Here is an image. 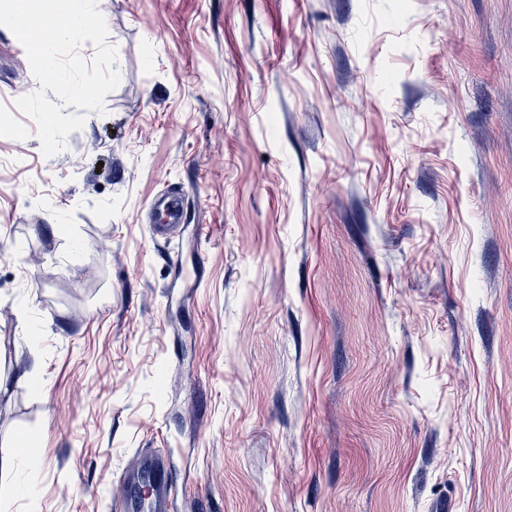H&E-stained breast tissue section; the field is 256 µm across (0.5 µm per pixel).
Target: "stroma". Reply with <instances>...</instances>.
Here are the masks:
<instances>
[{
  "label": "stroma",
  "instance_id": "stroma-1",
  "mask_svg": "<svg viewBox=\"0 0 512 512\" xmlns=\"http://www.w3.org/2000/svg\"><path fill=\"white\" fill-rule=\"evenodd\" d=\"M100 11L49 158L0 26V512H512V0ZM151 206L165 211L167 217V224L153 225V232L155 236L165 241H170L172 235L170 228L174 224H179L182 217L178 198L171 194H161L153 199ZM124 512H171L174 490L166 461L143 454L139 464L119 476ZM146 492V495H145Z\"/></svg>",
  "mask_w": 512,
  "mask_h": 512
}]
</instances>
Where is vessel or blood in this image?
<instances>
[{"label":"vessel or blood","instance_id":"obj_1","mask_svg":"<svg viewBox=\"0 0 512 512\" xmlns=\"http://www.w3.org/2000/svg\"><path fill=\"white\" fill-rule=\"evenodd\" d=\"M155 208L165 211V223L154 225L156 237L170 240L171 225L180 223L182 213L177 197L163 194L153 200ZM123 512H172L174 490L166 461L155 455H142L138 465L119 476Z\"/></svg>","mask_w":512,"mask_h":512}]
</instances>
